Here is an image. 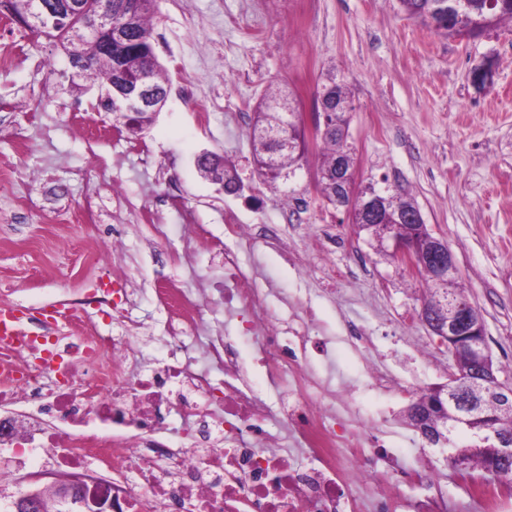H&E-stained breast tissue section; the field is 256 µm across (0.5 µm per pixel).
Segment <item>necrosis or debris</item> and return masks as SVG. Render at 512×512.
I'll use <instances>...</instances> for the list:
<instances>
[{
  "label": "necrosis or debris",
  "mask_w": 512,
  "mask_h": 512,
  "mask_svg": "<svg viewBox=\"0 0 512 512\" xmlns=\"http://www.w3.org/2000/svg\"><path fill=\"white\" fill-rule=\"evenodd\" d=\"M256 244L253 225L224 212V286L200 296L168 284L156 294L170 313L172 351L166 362L139 372L141 353L129 342L127 289H101L68 300L56 311L72 321L92 308L110 316L123 338L81 336L68 341L40 329V317L23 343H0V406L21 398H44L46 415L68 423L65 435L22 425L12 444L40 451L48 469L88 472L92 457L113 469L133 468L135 477L112 483L113 512H398L392 476L397 463L379 455L359 428L347 390H334L306 372L307 338L315 312L292 310L298 327L272 318L268 289L246 270L243 254ZM221 305L244 317L269 381L281 397L270 402L245 377L232 336L211 327ZM179 425L183 443L157 439L168 421ZM290 436L311 466L295 464L276 449ZM464 512H512V479L487 481L478 466L457 477ZM422 487L411 512H449L441 474L428 460L406 468L400 484Z\"/></svg>",
  "instance_id": "4bbe7bcc"
}]
</instances>
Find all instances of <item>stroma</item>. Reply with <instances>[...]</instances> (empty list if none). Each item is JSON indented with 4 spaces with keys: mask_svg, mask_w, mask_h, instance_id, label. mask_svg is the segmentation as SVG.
Here are the masks:
<instances>
[{
    "mask_svg": "<svg viewBox=\"0 0 512 512\" xmlns=\"http://www.w3.org/2000/svg\"><path fill=\"white\" fill-rule=\"evenodd\" d=\"M153 28L165 77L191 81L192 96L168 94L140 136L152 152L146 161L80 128L77 115L94 111L108 127L112 115L97 111L93 79L72 89L60 44L15 21L0 25V55L13 58L0 68V303L49 310L103 287L97 249L120 230L113 264L138 291L130 342L154 365L168 357L167 312L154 288L172 281L207 291L223 283V256L209 240L223 237L225 208L236 209L242 223L275 225L311 273L298 277L281 252L259 247L251 261L272 291L273 313L309 289L319 317L313 336L326 347L311 369L354 387L351 406L364 432L383 436L400 467L432 460L449 501L459 504L445 449L427 443L405 418L417 393L446 383L455 369L417 317L415 276L380 258L343 212L323 204L313 182L316 153L294 183L313 220L304 227L288 222L287 195L260 183L248 123L269 89L296 90L307 114L325 75L343 78L354 106L349 142L359 177L400 185L428 228L447 240L459 283L485 322L496 376L512 383V22L460 38L407 18L398 0H160ZM487 61L493 78L476 86L471 73ZM202 109L208 121L199 120ZM206 151L236 166L244 183L238 198L200 176L196 158ZM95 156L105 169L91 166ZM92 189L104 205L95 221L82 210ZM174 189L184 207L165 212L167 236L152 240L132 214ZM190 225L208 239L187 255L182 239ZM343 265L352 275L327 293ZM344 316L369 331L370 358L343 340ZM370 359L397 377L402 392L365 388Z\"/></svg>",
    "mask_w": 512,
    "mask_h": 512,
    "instance_id": "stroma-1",
    "label": "stroma"
}]
</instances>
